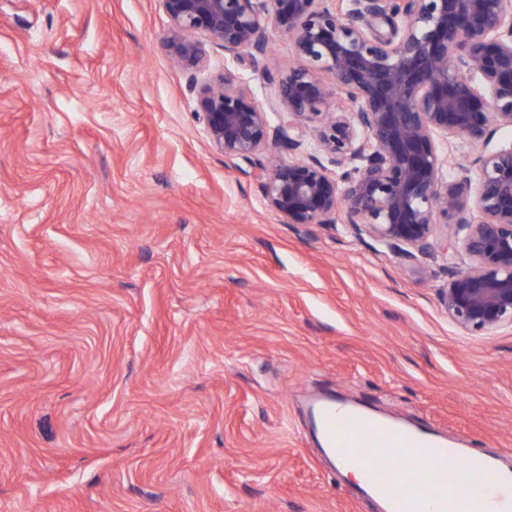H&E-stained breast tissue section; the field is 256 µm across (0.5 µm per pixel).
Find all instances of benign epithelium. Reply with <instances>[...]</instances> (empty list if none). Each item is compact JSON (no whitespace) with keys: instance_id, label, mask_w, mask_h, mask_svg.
<instances>
[{"instance_id":"obj_1","label":"benign epithelium","mask_w":512,"mask_h":512,"mask_svg":"<svg viewBox=\"0 0 512 512\" xmlns=\"http://www.w3.org/2000/svg\"><path fill=\"white\" fill-rule=\"evenodd\" d=\"M161 2L162 44L191 72L213 147L251 166L285 223L340 222L412 265L460 248L469 263L447 267L439 289L448 319L477 334L512 326V145L484 150L512 127V0ZM271 28L296 59L276 73ZM213 46L267 77L266 103L229 69L197 79ZM457 137L479 150L448 182L453 159L437 140ZM307 138L316 153L272 158ZM440 224L455 225L461 241L437 237Z\"/></svg>"}]
</instances>
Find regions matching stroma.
<instances>
[{"mask_svg":"<svg viewBox=\"0 0 512 512\" xmlns=\"http://www.w3.org/2000/svg\"><path fill=\"white\" fill-rule=\"evenodd\" d=\"M160 0H0V512H380L330 395L512 448V327L459 330L347 226L212 146Z\"/></svg>","mask_w":512,"mask_h":512,"instance_id":"stroma-1","label":"stroma"}]
</instances>
